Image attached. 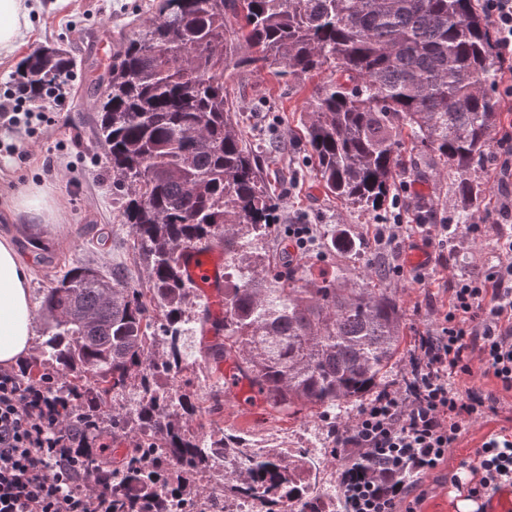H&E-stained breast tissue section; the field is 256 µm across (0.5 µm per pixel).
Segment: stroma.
Segmentation results:
<instances>
[{"label": "stroma", "mask_w": 512, "mask_h": 512, "mask_svg": "<svg viewBox=\"0 0 512 512\" xmlns=\"http://www.w3.org/2000/svg\"><path fill=\"white\" fill-rule=\"evenodd\" d=\"M147 2L29 0L31 36L13 56L0 58V95L13 81L21 59L38 48H61L75 61L74 69L62 78L61 99L33 103L29 121L14 126L0 122V238L11 240L30 270L34 331L39 337L46 329L41 293L71 266L88 264L104 271L120 267L132 274L138 287L147 285L145 265L123 222L122 193L112 185L105 150L96 139V98L88 80L90 70L108 61L113 41L128 36L122 26L124 14L144 9ZM319 82L316 76L285 81L266 71L246 73L233 66L224 73L243 141L256 151L260 170L273 186L278 203L273 239L287 235L292 224L313 228V250L296 256L278 253L275 262L289 274H335L349 284L361 282L368 268H386V278L377 285L399 303L405 348L413 350L421 333L436 329L456 277L482 273L500 260L498 239L501 233L512 232V220L501 215L506 199L498 189L499 169L488 158L466 176L443 177L431 152H414L394 190L409 201L399 212L400 223L410 227L409 244L399 252L377 245L371 228L385 220V212L353 208L326 195L307 159L302 137L305 107ZM271 138L279 142L282 154L262 151ZM31 186L44 190L54 202L55 220L47 223L13 209L15 195ZM475 221L481 226L476 235L467 229ZM445 222L458 227L452 246H425L419 225ZM340 232L358 242V249L329 250L331 236ZM398 266L403 274H395ZM182 351L175 382L199 406L195 422L188 426L191 433L221 429L250 439L263 451L276 450L295 460L304 454L309 433L327 439L333 422L350 421L356 413V405L350 404L327 415L271 416L260 403L243 407L233 398L224 401L221 412H210L205 387L214 378L199 355L193 331H186ZM503 428L512 430V421L493 414L466 425L446 462L425 477L421 512H459L461 496L451 476L487 435Z\"/></svg>", "instance_id": "obj_1"}]
</instances>
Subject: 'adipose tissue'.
Wrapping results in <instances>:
<instances>
[{
	"label": "adipose tissue",
	"instance_id": "ef3b65f1",
	"mask_svg": "<svg viewBox=\"0 0 512 512\" xmlns=\"http://www.w3.org/2000/svg\"><path fill=\"white\" fill-rule=\"evenodd\" d=\"M26 0H0V56L23 42L29 27ZM29 269L13 244L0 238V367L15 365L33 347L34 313L29 296Z\"/></svg>",
	"mask_w": 512,
	"mask_h": 512
}]
</instances>
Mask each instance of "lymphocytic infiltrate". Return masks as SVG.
Returning a JSON list of instances; mask_svg holds the SVG:
<instances>
[{
  "label": "lymphocytic infiltrate",
  "instance_id": "1",
  "mask_svg": "<svg viewBox=\"0 0 512 512\" xmlns=\"http://www.w3.org/2000/svg\"><path fill=\"white\" fill-rule=\"evenodd\" d=\"M503 70L512 73V0H482ZM501 262L463 276L435 332L420 337L403 386L382 388L347 424H336L342 512H418L422 479L448 458L465 422L512 397V238ZM489 376L494 388L475 386ZM112 437L55 379L38 383L0 368V512H112L84 449L106 453ZM457 491L485 512L512 487V433L490 434Z\"/></svg>",
  "mask_w": 512,
  "mask_h": 512
}]
</instances>
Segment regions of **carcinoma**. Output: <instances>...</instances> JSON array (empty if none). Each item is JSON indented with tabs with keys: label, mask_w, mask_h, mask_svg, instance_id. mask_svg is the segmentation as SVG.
Returning <instances> with one entry per match:
<instances>
[{
	"label": "carcinoma",
	"mask_w": 512,
	"mask_h": 512,
	"mask_svg": "<svg viewBox=\"0 0 512 512\" xmlns=\"http://www.w3.org/2000/svg\"><path fill=\"white\" fill-rule=\"evenodd\" d=\"M133 35L112 48L98 77L97 138L112 185L122 189L124 223L148 270V287L124 272L74 265L45 289L42 356L65 376L86 412L112 408V437L132 447L105 466L88 463L112 484L113 512H174L178 490L165 471L204 474L225 458L224 436L188 434L191 396L155 388L182 362L183 303L202 287L186 271V251L224 245L223 315L202 303L200 353L246 400L279 415L323 413L382 387L400 357L403 315L380 288H348L333 276L287 277L258 245L274 224V196L257 156L244 144L233 101L224 95L228 64L298 79L327 74L309 102L304 139L325 192L349 205L378 209L391 201L406 166L407 137L434 153L443 172L466 174L481 162L500 117L499 59L493 31L475 0H153ZM63 50L45 47L20 64L31 100L68 73ZM165 351L156 353L158 342ZM138 379L143 398L125 413L115 402ZM231 483L234 496L293 512L306 500L298 468L306 460L253 456Z\"/></svg>",
	"instance_id": "obj_1"
}]
</instances>
